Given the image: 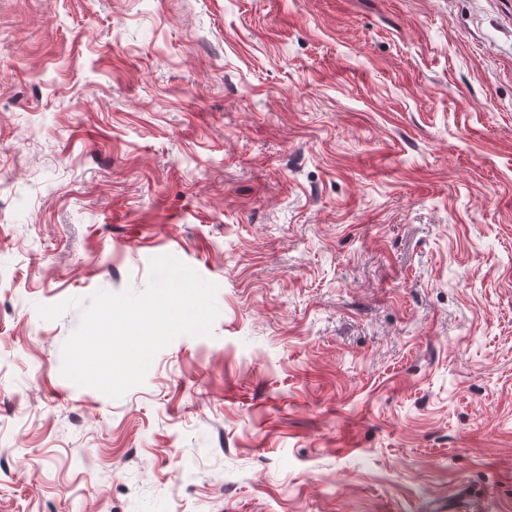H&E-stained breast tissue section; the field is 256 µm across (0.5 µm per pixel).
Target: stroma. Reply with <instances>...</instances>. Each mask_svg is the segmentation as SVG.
Returning <instances> with one entry per match:
<instances>
[{
    "label": "stroma",
    "mask_w": 512,
    "mask_h": 512,
    "mask_svg": "<svg viewBox=\"0 0 512 512\" xmlns=\"http://www.w3.org/2000/svg\"><path fill=\"white\" fill-rule=\"evenodd\" d=\"M163 255L211 336L64 379ZM0 512H512V0H0Z\"/></svg>",
    "instance_id": "35a3bbf8"
}]
</instances>
